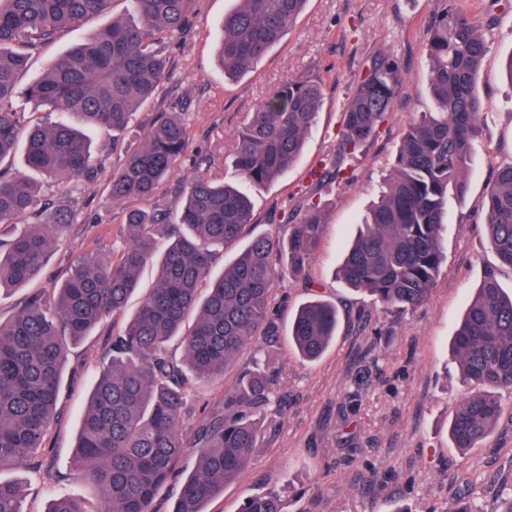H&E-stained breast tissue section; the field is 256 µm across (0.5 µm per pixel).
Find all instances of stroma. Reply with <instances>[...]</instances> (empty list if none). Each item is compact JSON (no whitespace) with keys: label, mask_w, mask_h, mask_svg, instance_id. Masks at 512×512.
I'll use <instances>...</instances> for the list:
<instances>
[{"label":"stroma","mask_w":512,"mask_h":512,"mask_svg":"<svg viewBox=\"0 0 512 512\" xmlns=\"http://www.w3.org/2000/svg\"><path fill=\"white\" fill-rule=\"evenodd\" d=\"M490 36L479 93L482 133L469 160L463 198L448 200L446 258L429 299L401 315L386 312L338 274L358 224L391 169L402 135L417 113L434 108L429 93L427 30L439 0H307L287 37L241 78H225L214 61V33L237 0H197L186 32L167 46L170 80L138 110L119 137L91 131L101 168L89 184L60 185L39 177L48 209L74 213L57 239L46 271L31 287L0 294V320L9 321L33 289H49L81 254L115 256L127 210L176 211L178 183L201 174L230 179L238 128L257 104L286 79L320 77L324 97L303 156L273 184L246 185L252 203L249 236L287 239L291 223L319 203L323 232L305 277L275 281L270 308L279 334L266 352L278 371L269 412L281 415L277 431L255 449L247 467L211 499L206 512H239L251 494H277L284 512H451L471 495L478 512H495L503 488H512V395L502 394V417L486 441L462 451L448 437V422L464 389L451 342L466 302L488 273L512 291V269L499 266L482 223L486 189L497 168L512 161V83L502 66L512 56V7L504 0H463ZM128 0H112L108 14L62 32L36 55L30 74L94 33L111 17L128 13ZM393 58L402 83L377 135L347 161L345 179L321 176L336 151L344 104L353 80L372 58ZM170 112L182 113L190 139L173 181L144 203H113L108 185L128 154L143 144L146 128ZM319 298L336 306L339 322L317 360L299 357L288 339L292 312ZM125 316L108 318L78 343H67L57 416L45 440L50 470L20 463L0 480L21 485L22 512H45L55 497H74L97 512L100 492L72 459L81 416L98 371L104 343ZM245 351L215 382L190 385L184 427L221 406L224 390L252 364Z\"/></svg>","instance_id":"obj_1"}]
</instances>
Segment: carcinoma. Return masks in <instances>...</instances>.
Returning <instances> with one entry per match:
<instances>
[{"mask_svg":"<svg viewBox=\"0 0 512 512\" xmlns=\"http://www.w3.org/2000/svg\"><path fill=\"white\" fill-rule=\"evenodd\" d=\"M112 0H0V165L19 143V96L47 105L56 121L26 137V166L56 182H89L98 158L80 127L121 132L170 77L161 52L166 37L184 29L193 0H130V14L112 19L55 58L19 89L20 74L43 44ZM219 30L224 76L245 74L278 44L306 0H239ZM489 50L460 0H441L428 39L432 112H421L400 143L395 164L380 184L340 269L351 287L403 313L424 304L445 255L448 196L465 188L473 142L481 127L478 85ZM401 83L398 64L372 59L354 82L344 109L336 155L324 165L340 178L344 163L372 138ZM322 82L288 79L248 114L236 135L237 180L264 186L299 161L322 103ZM177 112L154 123L142 147L112 175L114 201L147 199L176 171L189 142ZM40 186L24 174L0 171V224L32 219L7 247L0 246V291L23 288L45 269L57 236L73 222L66 212L39 214ZM175 213L131 209L117 258L89 252L70 267L52 296L28 295L8 322L0 321V470L32 460L43 448L64 377L62 337L78 342L108 317L126 312L139 275L155 264L157 282L126 323L108 340L103 368L82 418L74 466L102 493L99 512H155L159 492L181 478L172 512H205L248 463L273 418L256 415L271 401L274 375L257 367L224 394V405L190 431L182 429L187 386L224 378L248 346L279 334L270 312L275 277L305 273L322 234L321 208L306 207L287 242L252 238L220 273L224 247L242 239L251 223L248 198L231 184L199 175L183 183ZM483 224L499 262L512 268V163L487 188ZM336 307L320 299L299 306L288 339L300 357L319 358L336 335ZM178 338L183 354L169 351ZM465 396L453 410L448 435L454 447L477 448L498 424V392L512 391V294L485 277L452 339ZM187 448L198 451L196 471L181 476ZM20 487L0 481V512H21ZM46 512H88L72 498H54ZM240 512H283L271 493L245 498Z\"/></svg>","mask_w":512,"mask_h":512,"instance_id":"carcinoma-1","label":"carcinoma"}]
</instances>
